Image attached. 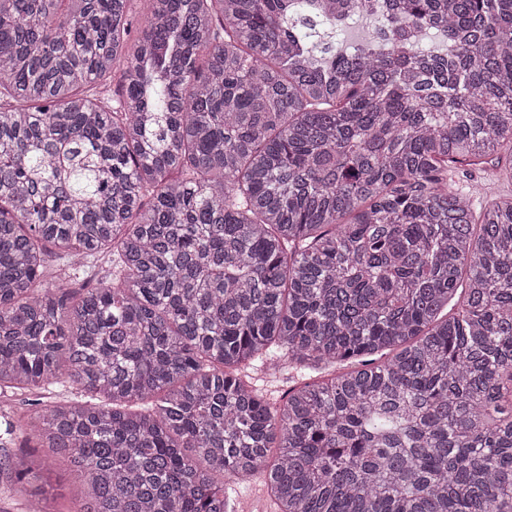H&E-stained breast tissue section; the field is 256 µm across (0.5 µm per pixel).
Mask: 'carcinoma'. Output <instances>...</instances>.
Listing matches in <instances>:
<instances>
[{
  "label": "carcinoma",
  "mask_w": 512,
  "mask_h": 512,
  "mask_svg": "<svg viewBox=\"0 0 512 512\" xmlns=\"http://www.w3.org/2000/svg\"><path fill=\"white\" fill-rule=\"evenodd\" d=\"M0 0V433L52 512H512V0ZM380 15L375 35L336 25ZM112 271L81 288L49 258ZM277 399L246 370L283 356ZM326 372L316 378L308 372ZM474 175H488L493 179V187L489 192L478 198H476L475 195L472 196L473 200L476 198L473 207L477 214L492 202L508 198L512 195V176L510 177L508 168H492L487 172H476ZM75 390L72 388L50 387L32 392H8L0 395V413L8 416L15 423H22L31 410L44 405L66 404L75 398ZM40 399L41 405H32L33 401ZM36 453L47 458L53 471V486L56 488V498L52 502L54 512H66L71 502L76 498L79 487L74 483L73 477L64 463L54 461L46 448H36ZM233 496L239 508H241L242 505L253 506L257 503H264L275 511L273 500L267 493L263 483L259 480L241 485L236 489Z\"/></svg>",
  "instance_id": "carcinoma-1"
}]
</instances>
